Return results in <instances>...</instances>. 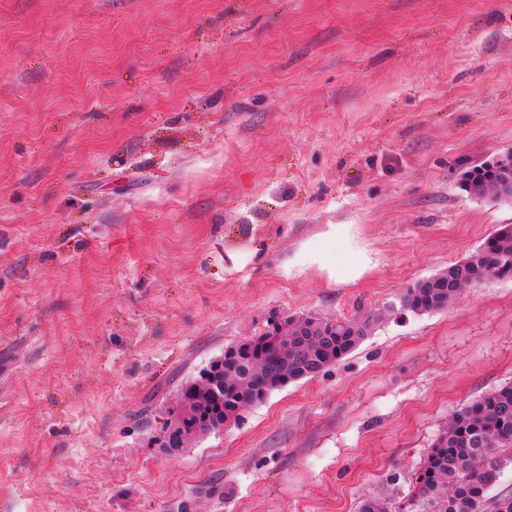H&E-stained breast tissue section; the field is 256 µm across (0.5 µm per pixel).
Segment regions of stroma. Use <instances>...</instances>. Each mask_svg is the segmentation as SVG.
<instances>
[{
    "mask_svg": "<svg viewBox=\"0 0 512 512\" xmlns=\"http://www.w3.org/2000/svg\"><path fill=\"white\" fill-rule=\"evenodd\" d=\"M512 0H0V512H402L512 384V279L401 310L512 201ZM353 225L355 284L287 273ZM374 317L178 454L182 383L273 323ZM506 156V163L498 159L492 162H484L473 167L471 171H468L463 182L464 190L475 196L491 195L501 200H511L512 195L505 191L494 190L491 192H482L479 190L482 188H491L510 179L511 164L508 161L512 160V151Z\"/></svg>",
    "mask_w": 512,
    "mask_h": 512,
    "instance_id": "1",
    "label": "stroma"
}]
</instances>
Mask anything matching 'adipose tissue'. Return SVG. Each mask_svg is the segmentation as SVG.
<instances>
[{
  "mask_svg": "<svg viewBox=\"0 0 512 512\" xmlns=\"http://www.w3.org/2000/svg\"><path fill=\"white\" fill-rule=\"evenodd\" d=\"M321 246L302 243L289 258L288 271L318 268L341 283H355L376 266L372 253L359 246L353 225L331 224L321 233Z\"/></svg>",
  "mask_w": 512,
  "mask_h": 512,
  "instance_id": "ef3b65f1",
  "label": "adipose tissue"
}]
</instances>
